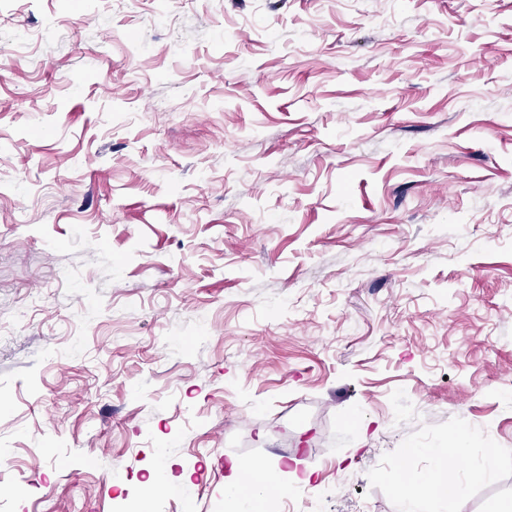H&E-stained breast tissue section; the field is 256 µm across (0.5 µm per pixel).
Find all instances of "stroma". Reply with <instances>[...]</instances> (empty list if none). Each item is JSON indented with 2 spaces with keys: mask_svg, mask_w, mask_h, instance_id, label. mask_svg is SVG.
<instances>
[{
  "mask_svg": "<svg viewBox=\"0 0 512 512\" xmlns=\"http://www.w3.org/2000/svg\"><path fill=\"white\" fill-rule=\"evenodd\" d=\"M508 377L512 0H0V512H512ZM467 440H460L454 448H434L431 449L435 467L434 473L430 479L423 475L411 473L406 482L412 484L410 493L405 498L406 512H422V506L431 498L448 496H457L463 493V487L457 483L453 472H448V454H457L464 456L467 450ZM252 469H248V464L236 458L230 457L228 459V466L225 467L228 474L225 476L224 493L225 498L234 506L235 512L239 511H266L264 505L266 502V486H276L278 481L271 473H266L265 484L263 479V471L268 469L264 464L251 465ZM244 472H251L253 482L246 492H243L241 487V475ZM243 505H248V510H240Z\"/></svg>",
  "mask_w": 512,
  "mask_h": 512,
  "instance_id": "1",
  "label": "stroma"
}]
</instances>
